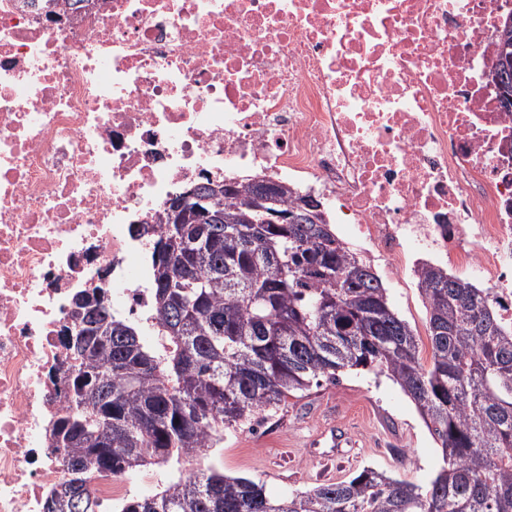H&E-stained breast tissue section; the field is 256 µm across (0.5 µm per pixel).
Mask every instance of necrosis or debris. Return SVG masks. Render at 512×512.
<instances>
[{"label": "necrosis or debris", "mask_w": 512, "mask_h": 512, "mask_svg": "<svg viewBox=\"0 0 512 512\" xmlns=\"http://www.w3.org/2000/svg\"><path fill=\"white\" fill-rule=\"evenodd\" d=\"M512 0H0V512L64 480L76 294L151 326L155 225L204 178L330 197L360 252L484 282L512 328Z\"/></svg>", "instance_id": "4bbe7bcc"}]
</instances>
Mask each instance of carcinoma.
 Segmentation results:
<instances>
[{
  "label": "carcinoma",
  "mask_w": 512,
  "mask_h": 512,
  "mask_svg": "<svg viewBox=\"0 0 512 512\" xmlns=\"http://www.w3.org/2000/svg\"><path fill=\"white\" fill-rule=\"evenodd\" d=\"M262 196L302 220L240 223ZM297 199L283 184L226 183L210 203L216 222L176 225V244L159 225L154 343L105 305L73 315L70 412L53 430L65 479L46 512H99L94 474L180 471L224 447V432L358 369L387 376L415 405L442 457L427 482L367 467L274 497L211 463L112 512H512V332L491 290L425 267V362L381 278Z\"/></svg>",
  "instance_id": "cac0c4a2"
}]
</instances>
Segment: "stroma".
Here are the masks:
<instances>
[{
  "mask_svg": "<svg viewBox=\"0 0 512 512\" xmlns=\"http://www.w3.org/2000/svg\"><path fill=\"white\" fill-rule=\"evenodd\" d=\"M399 314L425 332L427 312L418 289L380 271ZM349 438L334 448L331 437ZM230 475L263 481L269 494L343 481L371 467L417 483L439 468L441 455L411 400L399 386L367 370L341 374L305 396L288 398L253 428L226 434L211 457Z\"/></svg>",
  "mask_w": 512,
  "mask_h": 512,
  "instance_id": "1",
  "label": "stroma"
}]
</instances>
